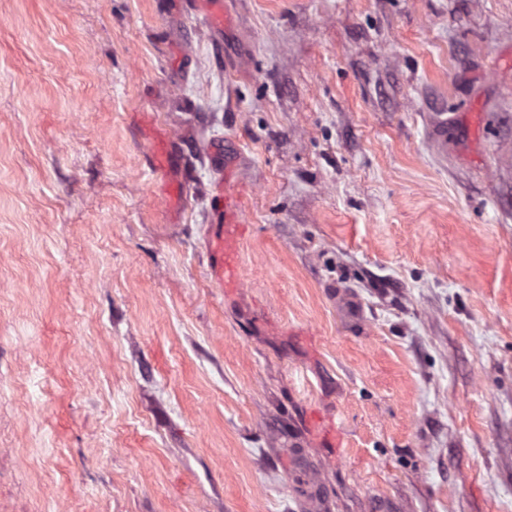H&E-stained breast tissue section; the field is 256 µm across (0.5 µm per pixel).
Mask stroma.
I'll list each match as a JSON object with an SVG mask.
<instances>
[{"instance_id": "35a3bbf8", "label": "stroma", "mask_w": 512, "mask_h": 512, "mask_svg": "<svg viewBox=\"0 0 512 512\" xmlns=\"http://www.w3.org/2000/svg\"><path fill=\"white\" fill-rule=\"evenodd\" d=\"M223 3L0 0V512H512V0Z\"/></svg>"}]
</instances>
